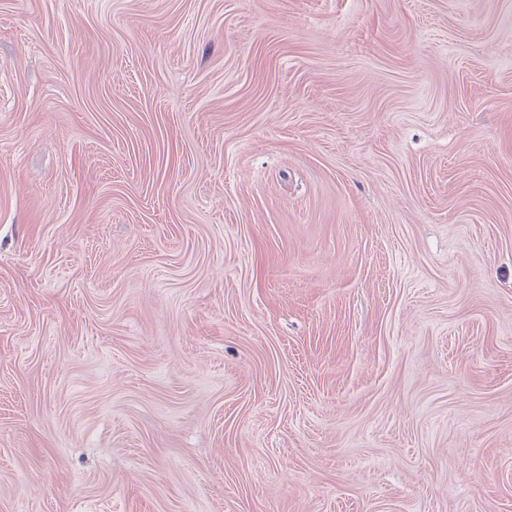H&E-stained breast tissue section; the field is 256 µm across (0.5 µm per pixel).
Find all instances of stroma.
<instances>
[{"instance_id": "1", "label": "stroma", "mask_w": 512, "mask_h": 512, "mask_svg": "<svg viewBox=\"0 0 512 512\" xmlns=\"http://www.w3.org/2000/svg\"><path fill=\"white\" fill-rule=\"evenodd\" d=\"M0 512H512V0H0Z\"/></svg>"}]
</instances>
